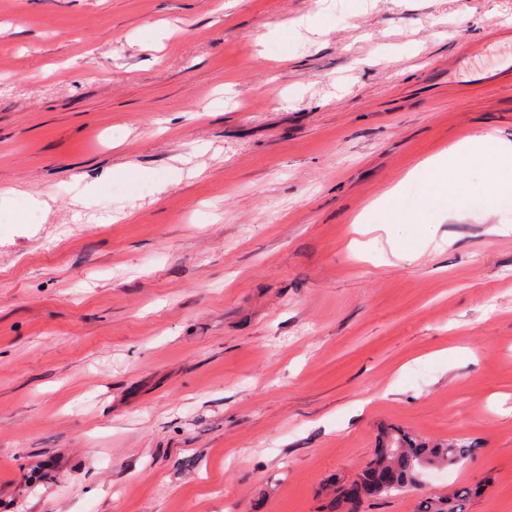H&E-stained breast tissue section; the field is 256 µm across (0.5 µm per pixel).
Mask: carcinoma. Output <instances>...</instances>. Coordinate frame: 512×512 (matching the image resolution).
Here are the masks:
<instances>
[{
    "label": "carcinoma",
    "instance_id": "carcinoma-1",
    "mask_svg": "<svg viewBox=\"0 0 512 512\" xmlns=\"http://www.w3.org/2000/svg\"><path fill=\"white\" fill-rule=\"evenodd\" d=\"M477 451L462 440L430 444L398 433L391 444L376 449L373 460L349 488L336 492V510L366 512L370 498L419 490L426 471L458 465ZM471 497L473 489L456 486L445 494L421 499L418 512H466Z\"/></svg>",
    "mask_w": 512,
    "mask_h": 512
}]
</instances>
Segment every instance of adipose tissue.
I'll return each instance as SVG.
<instances>
[{"label": "adipose tissue", "instance_id": "ef3b65f1", "mask_svg": "<svg viewBox=\"0 0 512 512\" xmlns=\"http://www.w3.org/2000/svg\"><path fill=\"white\" fill-rule=\"evenodd\" d=\"M485 156L486 165L494 182L495 192L512 191V141L495 137L470 136L446 151L425 160L410 173L411 178H424L428 188V204L444 208L463 178L466 163L476 156Z\"/></svg>", "mask_w": 512, "mask_h": 512}]
</instances>
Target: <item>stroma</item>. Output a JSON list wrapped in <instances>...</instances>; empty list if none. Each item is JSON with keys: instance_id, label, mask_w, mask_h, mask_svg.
<instances>
[{"instance_id": "35a3bbf8", "label": "stroma", "mask_w": 512, "mask_h": 512, "mask_svg": "<svg viewBox=\"0 0 512 512\" xmlns=\"http://www.w3.org/2000/svg\"><path fill=\"white\" fill-rule=\"evenodd\" d=\"M354 7L0 0V512H333L391 428L478 452L371 512H512V198L406 179L512 141V0ZM329 25L328 15L323 10L313 15L302 16L293 20L289 24V32L300 33L301 29H306L315 33H323ZM478 155H485L486 165L494 182L493 192L486 197L488 206L500 192L512 193V141L498 140L489 135L467 137L448 151L425 160L409 172L406 179L425 177L428 187V205L448 209V195L453 194L463 178L466 163ZM437 186L439 190H432ZM400 184L388 190L381 201V206L384 207L390 217L389 224H416L418 219L414 216H409L403 213L399 207ZM473 489L456 486L448 493L424 497L419 501L417 512H466Z\"/></svg>"}]
</instances>
